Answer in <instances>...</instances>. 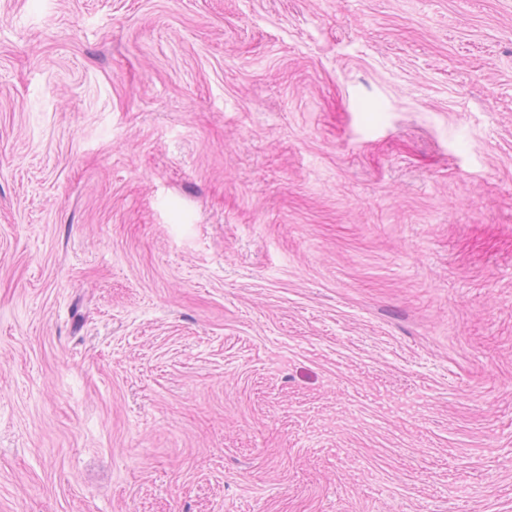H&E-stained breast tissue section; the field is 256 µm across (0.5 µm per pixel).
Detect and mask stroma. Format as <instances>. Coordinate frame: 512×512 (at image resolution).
<instances>
[{"mask_svg":"<svg viewBox=\"0 0 512 512\" xmlns=\"http://www.w3.org/2000/svg\"><path fill=\"white\" fill-rule=\"evenodd\" d=\"M0 512H512V0H0Z\"/></svg>","mask_w":512,"mask_h":512,"instance_id":"1","label":"stroma"}]
</instances>
